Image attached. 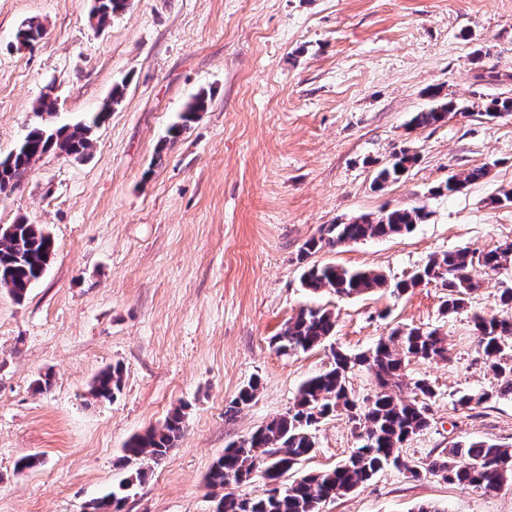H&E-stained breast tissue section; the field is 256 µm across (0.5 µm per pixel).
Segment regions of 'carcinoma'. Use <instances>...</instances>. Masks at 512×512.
Masks as SVG:
<instances>
[{"label":"carcinoma","mask_w":512,"mask_h":512,"mask_svg":"<svg viewBox=\"0 0 512 512\" xmlns=\"http://www.w3.org/2000/svg\"><path fill=\"white\" fill-rule=\"evenodd\" d=\"M129 0H105L104 9L93 13L98 25L103 26L117 13L126 9ZM44 28L30 20L17 32L18 42L26 45L42 37ZM124 86L112 88V97L102 109L83 121L72 125L41 124L31 129L25 144L0 158V192L14 189L33 164L45 153L64 146L69 155H81L91 147L93 127L103 121L108 112L119 105ZM205 96L200 94L180 115V122L170 128L171 137H177L204 111ZM457 109L454 101L439 102L423 112H416L410 123L416 127L442 121ZM482 112L489 118L512 115V96L494 97L485 101ZM416 162V155L402 148L392 155L388 166L382 168L375 183L381 187L398 180ZM489 166L472 168L448 178L437 193L454 194L483 180ZM427 216L424 208H400L372 217L362 215L343 224H328L320 235L305 242L300 257L306 258L323 246L356 243L370 238L390 237L411 230ZM53 242L37 224L12 225L8 234L0 233V288L6 289L16 300H22L30 288L44 275L53 253ZM512 254V244L491 250L462 248L433 256L397 284V290L408 292L420 286L438 283L448 289L444 311L457 312L465 307L471 294L478 288L473 278L475 267L496 269ZM384 274L373 270L347 269L338 266H310L303 273V286L311 292L328 289L340 296L353 297L386 287ZM502 314L489 318L476 315L474 331L478 338L477 353L484 364L499 379L495 394H465L458 405L471 409L496 396L512 400V366L505 363L512 351V288L499 295ZM336 328V317L322 308H305L290 318L284 330L275 337L278 348L295 353L324 345ZM333 363L326 371L306 380L288 412L273 418L257 428L248 437L224 448L211 464L207 480L211 487L227 489L241 484L261 465L269 478L275 479L283 468L293 470L308 459L315 441L312 429L328 415L346 412L358 433L366 434L360 445L336 467L316 473L302 474L288 483V489L275 494L264 488L251 497H239L227 491L217 502L216 512H320L328 499L345 495L372 479L388 465L407 470L417 478L425 472L444 481L465 485L483 491L500 488L512 480V446L487 440L458 441L427 461L417 464L406 460L401 450L417 434L430 425L428 401L434 397L432 386L425 380L413 382L412 398L401 397L407 385L406 367L413 360L449 361L445 338L437 330L420 327L395 329L387 339L365 352L351 355L332 349ZM356 369L374 374L377 390L371 400L359 401L349 388V377ZM122 371L117 366L101 371L93 380L90 393L98 399H111L120 390ZM258 384L243 387L231 402L227 412L232 413L250 404L256 396ZM185 428V413L177 408L170 412L158 427L133 436L125 445L128 460L150 457L155 462L164 459L177 446ZM122 500L119 491L89 500L87 512H120Z\"/></svg>","instance_id":"carcinoma-1"}]
</instances>
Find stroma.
<instances>
[{"mask_svg": "<svg viewBox=\"0 0 512 512\" xmlns=\"http://www.w3.org/2000/svg\"><path fill=\"white\" fill-rule=\"evenodd\" d=\"M91 10L92 0H0V157L40 124L44 92L57 99V121L75 122L124 86L85 156L49 151L0 193V225L36 224L54 242L23 300L0 288V512H85L139 470L122 512H214L220 492L206 476L226 446L286 413L332 348L357 354L399 326L438 330L451 356L409 367L436 397L404 455L422 461L469 439L512 446L511 400L457 404L497 387L472 317L499 313L512 264L475 268L481 287L456 313H444L438 285L390 289L432 256L512 242V204L497 201L512 189V116L480 113L484 100L512 96V0H129L103 27ZM30 19L44 34L19 46ZM432 89L464 113L410 126ZM200 93L205 111L169 140ZM403 147L415 164L377 187ZM485 164V179L437 194L449 176ZM411 206L428 217L407 233L299 259L324 225ZM308 262L376 270L390 285L313 294L301 285ZM313 306L336 316L331 347L278 351L275 336ZM113 365L120 392L92 398L94 376ZM252 380L255 399L227 416ZM178 406L177 447L157 463L123 461L126 442ZM314 437L300 472L331 469L356 446L342 412ZM33 454L42 465L16 473ZM422 503L512 512V483L483 492L389 466L321 512Z\"/></svg>", "mask_w": 512, "mask_h": 512, "instance_id": "obj_1", "label": "stroma"}]
</instances>
